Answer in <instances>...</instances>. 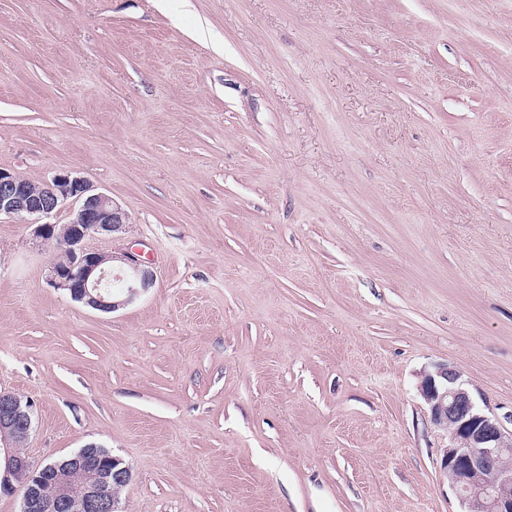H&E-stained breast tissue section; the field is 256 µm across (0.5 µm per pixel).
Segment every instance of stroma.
<instances>
[{
	"label": "stroma",
	"instance_id": "obj_1",
	"mask_svg": "<svg viewBox=\"0 0 512 512\" xmlns=\"http://www.w3.org/2000/svg\"><path fill=\"white\" fill-rule=\"evenodd\" d=\"M0 168L129 215L103 313L0 216V390L123 512H461L417 385L512 430V0H0Z\"/></svg>",
	"mask_w": 512,
	"mask_h": 512
}]
</instances>
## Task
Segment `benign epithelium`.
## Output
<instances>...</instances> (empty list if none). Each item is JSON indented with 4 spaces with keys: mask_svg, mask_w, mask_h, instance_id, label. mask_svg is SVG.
I'll return each mask as SVG.
<instances>
[{
    "mask_svg": "<svg viewBox=\"0 0 512 512\" xmlns=\"http://www.w3.org/2000/svg\"><path fill=\"white\" fill-rule=\"evenodd\" d=\"M79 202L68 223H42L68 200ZM0 215L29 220L32 236L44 241L58 236L68 262L52 265L51 286L102 312H114L152 288L153 270L133 253L106 255L85 247L87 238L123 230L129 217L112 197L98 192L71 171L54 174L33 188L30 182L0 169ZM119 261L126 286L115 295L101 287L105 262ZM463 372L437 364L422 375L418 386L433 424L448 432V447L440 449L441 471L464 507L462 512H512V431H507L485 405H480ZM33 431L32 405L15 394L0 391V494L22 491L20 512H122L114 488L126 486L132 470L122 459L103 456L88 444L50 463L35 466L17 452ZM82 492H72L75 482Z\"/></svg>",
    "mask_w": 512,
    "mask_h": 512,
    "instance_id": "7a95c632",
    "label": "benign epithelium"
}]
</instances>
